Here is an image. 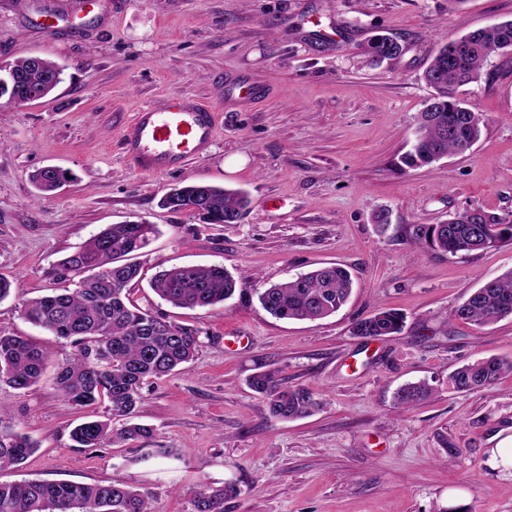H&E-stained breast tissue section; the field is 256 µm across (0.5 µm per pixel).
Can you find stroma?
I'll return each instance as SVG.
<instances>
[{"mask_svg": "<svg viewBox=\"0 0 512 512\" xmlns=\"http://www.w3.org/2000/svg\"><path fill=\"white\" fill-rule=\"evenodd\" d=\"M512 19V0H0V66L55 61L64 81L48 97L0 107V330L46 345L53 363L69 343L22 317L25 300L64 287L59 263L110 224L146 222L156 234L138 260L137 298L161 269L219 264L255 274L210 309L161 304L200 329L184 370L143 388L138 420L169 457L140 458L142 441L76 448L72 428L104 405H68L52 377L26 392L0 387V428L35 452L0 482L99 483L149 492L157 512H194L203 486L233 484L224 512H512V478L491 463L512 428V374L459 393V366L512 359V317L479 327L451 309L484 279L512 268V240L468 256L414 244L412 225L469 208L512 219V53L491 58L461 98L484 120L459 155L411 168L404 156L432 90L424 70L439 44ZM400 55L374 66V35ZM264 89L241 98L238 85ZM214 106L215 141L180 171L146 176L125 161L120 130L139 107L169 94ZM56 166L71 181L36 198L33 175ZM181 183L247 192L237 224L161 208ZM390 211L379 231L373 215ZM350 270L353 292L318 321L278 320L256 288L328 264ZM381 308L405 316L377 340L351 333ZM271 370L322 406L283 421L248 384ZM428 382L410 409L403 386Z\"/></svg>", "mask_w": 512, "mask_h": 512, "instance_id": "1", "label": "stroma"}]
</instances>
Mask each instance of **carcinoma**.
Wrapping results in <instances>:
<instances>
[{"mask_svg": "<svg viewBox=\"0 0 512 512\" xmlns=\"http://www.w3.org/2000/svg\"><path fill=\"white\" fill-rule=\"evenodd\" d=\"M512 50V19L450 39L437 47L423 74L435 90L418 117V135L404 162L420 166L449 154L463 153L482 134L481 115L455 97L458 88L478 81L495 49ZM372 65L397 57L400 45L387 35H376L363 48ZM13 85L45 98L62 82L63 70L42 57L17 60L9 67ZM456 131L448 133V116ZM67 173L42 169L33 176L43 195L53 191L55 180ZM198 184L173 188L180 203L168 198L161 205L178 211L188 205ZM200 206L208 224H236L249 206L241 190L206 185ZM155 233L152 224H110L92 236L59 264L60 277L70 288L28 299L22 314L29 322L52 332L74 348L59 364L56 383L65 401L85 407L108 402V417L76 425L70 438L77 448L118 446L149 439L153 428L134 422L144 400L143 386L162 379L189 364L200 346L199 330L179 324L150 302L134 298L140 280L138 252ZM414 243L451 256L468 255L512 239V220L479 208L456 213L444 224H414ZM257 278L238 272L234 276L218 265H183L159 272L151 281L153 293L175 308L206 309L232 298L240 285ZM353 288L351 274L340 266H324L285 282L256 290L262 308L280 320H320L339 311ZM454 319L484 326L512 316V269L486 279L460 305L451 310ZM404 316L381 309L356 320L352 334L368 339L393 336L402 331ZM48 348L14 332L0 331V386L32 389L47 367ZM512 373V360L497 357L466 363L455 369L450 382L457 392L486 387ZM251 389L267 402L272 416L290 420L310 415L320 403L311 391L289 386L267 371L252 376ZM431 387L421 382L402 387L397 404L409 409L427 399ZM124 425L112 428V419ZM36 448L28 436L0 430V470L23 463ZM235 493L232 486L202 489L194 499L195 512H223L224 498ZM0 512H155L149 493L120 480L107 483L48 482L41 480L0 482Z\"/></svg>", "mask_w": 512, "mask_h": 512, "instance_id": "carcinoma-1", "label": "carcinoma"}]
</instances>
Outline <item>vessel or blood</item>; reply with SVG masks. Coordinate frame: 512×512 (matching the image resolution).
<instances>
[{
  "label": "vessel or blood",
  "instance_id": "b4317fda",
  "mask_svg": "<svg viewBox=\"0 0 512 512\" xmlns=\"http://www.w3.org/2000/svg\"><path fill=\"white\" fill-rule=\"evenodd\" d=\"M218 114L179 94L141 107L123 127V156L137 172L154 175L183 168L213 144Z\"/></svg>",
  "mask_w": 512,
  "mask_h": 512
}]
</instances>
